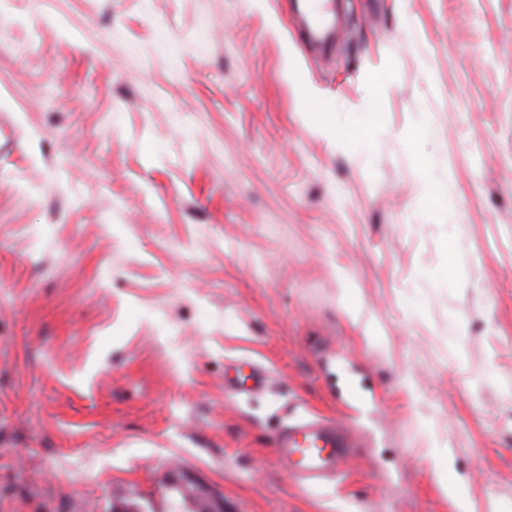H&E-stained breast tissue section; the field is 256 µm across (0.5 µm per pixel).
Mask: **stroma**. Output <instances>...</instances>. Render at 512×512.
<instances>
[{"mask_svg": "<svg viewBox=\"0 0 512 512\" xmlns=\"http://www.w3.org/2000/svg\"><path fill=\"white\" fill-rule=\"evenodd\" d=\"M0 0V512H512V0ZM252 362L266 388L232 394ZM366 434L297 483L288 416ZM301 19L299 39L324 49L336 39L338 31V0H292ZM207 488V487H206ZM168 492L177 495L185 508L184 512H223L224 499L214 493L211 489L207 488V511H205V495L204 492L197 488V485L188 487H179L168 485ZM189 503L192 506H189Z\"/></svg>", "mask_w": 512, "mask_h": 512, "instance_id": "35a3bbf8", "label": "stroma"}]
</instances>
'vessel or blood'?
Here are the masks:
<instances>
[{
  "instance_id": "1",
  "label": "vessel or blood",
  "mask_w": 512,
  "mask_h": 512,
  "mask_svg": "<svg viewBox=\"0 0 512 512\" xmlns=\"http://www.w3.org/2000/svg\"><path fill=\"white\" fill-rule=\"evenodd\" d=\"M301 19L299 38L303 43L323 49L335 39L338 31L339 0H292ZM266 374L259 366H251L249 374L228 378V392L241 393L265 386ZM278 454L293 476L300 481L334 476L341 472L349 452L347 435L337 426L321 419L290 425L280 437Z\"/></svg>"
}]
</instances>
